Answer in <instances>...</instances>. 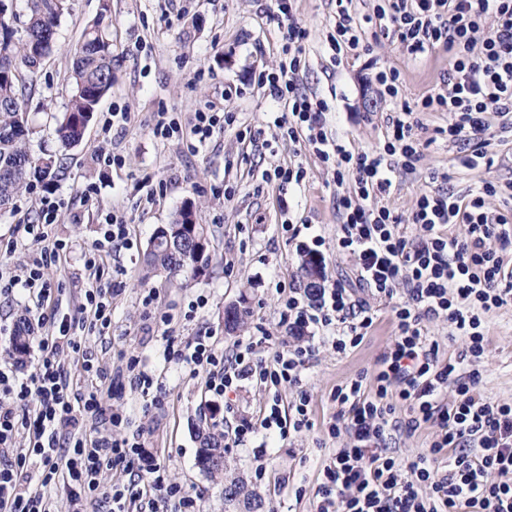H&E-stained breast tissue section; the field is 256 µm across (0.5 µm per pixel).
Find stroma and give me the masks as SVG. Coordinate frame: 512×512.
Listing matches in <instances>:
<instances>
[{"mask_svg": "<svg viewBox=\"0 0 512 512\" xmlns=\"http://www.w3.org/2000/svg\"><path fill=\"white\" fill-rule=\"evenodd\" d=\"M100 0H69L59 18L55 43L38 71L26 79L27 147L33 156L62 155L59 168L46 181L34 182L13 205L0 211V241L15 234L18 224L39 218L41 198L52 190L59 206L51 239L66 243L65 260L45 272L62 281L57 297L59 313L76 314L81 296L90 285L82 254L103 239L109 215L122 217L133 241L132 249L110 252L105 263L120 271L122 287L112 297V326L92 336L87 347L96 353L108 373L124 366V354L134 353L142 371L165 388L167 403L160 410H144L138 391L125 389L115 406L128 418L124 437L147 448L156 458L165 480L197 495L199 512H224L222 489L210 481L196 463L194 430L200 421L231 433L241 419H256L269 394L245 385L233 412L214 403L207 388L206 370L166 362L163 328L141 316L140 297L154 290L158 309L171 313V328L186 342L211 332L218 348L233 345L235 336L224 331V308L246 298L251 316L242 336L266 330L284 335L279 284L300 288V252L318 249L325 284L342 282L355 297L372 300L358 285L354 261L336 249L340 219L336 197L350 190L351 181L337 182L334 164L319 161L303 143L290 141L273 124L275 109L254 81V74L278 67L283 43L273 15L274 0H112V48L118 56L112 88L102 99L81 144L62 149L56 128L73 93L72 55L83 30L99 10ZM377 0H352L350 10L362 26L369 55L335 57L328 39L334 31V0H296L295 18L309 33L306 66L299 75L308 93L323 99L329 131L352 152L382 148L387 136L385 100L373 75L398 69L402 98L418 101L438 88L448 68L444 52L415 58L399 41L376 33L366 21ZM224 110L237 115L234 125L214 136L198 152L186 149L181 139H155L153 116L169 112L181 124L194 113ZM127 112L130 122L113 123L112 115ZM415 132L426 141L413 169H397L394 187L383 203L398 213L406 233H413L411 213L423 193L453 191L464 195L482 181H512V131L488 113V154L493 163L476 169L459 162L461 145L441 135L447 127L444 112H417ZM255 141L241 140L244 130ZM120 164H112V156ZM303 164L305 181L279 188L262 181L263 171ZM160 182L154 200L140 188L144 176ZM193 204L197 223L207 228L210 261L206 276L176 277L147 272L144 254L157 227L171 223L184 204ZM301 226L289 238L283 225ZM322 236L314 247V236ZM208 304L186 319L188 305L197 296ZM377 319L360 346L339 353L332 345L320 346L303 374V387L311 397L312 426L292 441L264 440L255 436L244 448L230 450L231 471L243 476L261 494L272 512H310L314 487L324 461L345 438L328 437L327 428L338 407L331 399L336 386L360 374H372L379 356L395 334L393 303L372 300ZM26 314L32 336H40L38 312L25 291L0 296V359L12 351L15 320ZM487 344L479 365L483 394L512 402V304L486 318ZM263 456H255L257 447Z\"/></svg>", "mask_w": 512, "mask_h": 512, "instance_id": "1", "label": "stroma"}]
</instances>
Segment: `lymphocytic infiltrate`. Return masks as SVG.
Returning <instances> with one entry per match:
<instances>
[{"instance_id":"1","label":"lymphocytic infiltrate","mask_w":512,"mask_h":512,"mask_svg":"<svg viewBox=\"0 0 512 512\" xmlns=\"http://www.w3.org/2000/svg\"><path fill=\"white\" fill-rule=\"evenodd\" d=\"M350 2L336 0L330 48L358 57L370 47ZM275 3L285 57L274 71L259 72L256 84L280 105L274 123L290 140L303 142L322 162H335L337 180L353 175L352 193L336 200L342 219L336 249L353 257L372 296L395 302V336L373 378L358 376L332 394L341 411L328 435H346L348 442L324 465L313 512H512V404L481 393L477 367L485 351V315L512 302V268L504 262L512 251V219L487 205L491 197L511 205L512 182H485L464 199L451 192L421 195L411 214L413 237L404 233L400 216L379 203L390 194L396 169L413 168L419 158L414 111L447 113L449 140L468 148L463 164L486 162L487 112L512 121V0H382L371 23L412 56L443 48L448 72L437 91L387 114L382 149L357 153L328 136L326 102L302 91L297 77L306 66L308 32L295 20L294 0ZM41 211L42 223L16 227L38 248L32 262L18 274L0 268V295L27 291L43 330L41 361L33 373L20 380L10 366L0 367V447L15 451L0 464V512H54L59 500L67 512H86L101 476L112 470L126 472L129 479L110 485L111 512H130L135 502L159 512L172 501L191 512L192 493L165 482L152 454L120 437L127 418L104 400L96 383L102 375L98 360L82 345V333L102 334L111 327L118 285L105 282L101 251H87L84 269L93 282L80 315L59 314L54 303L60 287L45 279L43 270L59 264L66 246L47 232L57 218L50 197L42 198ZM450 224L464 225V234H445ZM400 291L405 298L399 302ZM319 298L304 305L286 297L291 337L275 342L268 361L253 356L256 346L271 342L266 333L240 340L226 352L206 336L183 344L164 334L166 361L206 370L208 389L216 396L229 397L245 382L267 391L284 383L295 387L290 414H282L278 401L268 402L256 421L236 425L233 446H246L261 430L286 440L310 428L311 398L302 375L316 346L308 328L334 330L332 345L340 352L362 344L374 322L372 306L339 283ZM439 316L464 339L457 357L441 358L439 343L425 329L426 320ZM67 349L84 375L95 380L78 397L72 372L59 358ZM450 387L456 399L448 404L444 393ZM400 408L408 413L406 421L396 417ZM94 422L108 425V432L87 437L86 427ZM424 424L434 429L427 451L396 462L387 446L391 431L411 432Z\"/></svg>"}]
</instances>
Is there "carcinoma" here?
<instances>
[{"mask_svg":"<svg viewBox=\"0 0 512 512\" xmlns=\"http://www.w3.org/2000/svg\"><path fill=\"white\" fill-rule=\"evenodd\" d=\"M99 13L86 26L82 43L73 62L74 91L56 134L61 146H77L85 125L91 121L98 103L112 88V66L117 56L112 51L109 27L111 0H101ZM68 9V0H27V13L22 21L23 36L14 30L0 12V210L10 207L15 197L36 175H48L57 165L56 156L33 157L26 148V120L23 110L24 73L33 72L34 56L47 55L54 42L55 27ZM144 260L153 271L170 274L203 275L209 267V238L206 225L194 223L190 204L183 206L172 223L157 228L149 242ZM248 308L237 302L225 310L224 329L233 333L244 324ZM29 329L18 321L13 336V353L23 360L27 352ZM196 461L199 469L215 484L224 488V502L244 512L263 509L262 498L248 489L239 477L227 475L228 458L224 448V432L214 425L200 424Z\"/></svg>","mask_w":512,"mask_h":512,"instance_id":"obj_1","label":"carcinoma"}]
</instances>
